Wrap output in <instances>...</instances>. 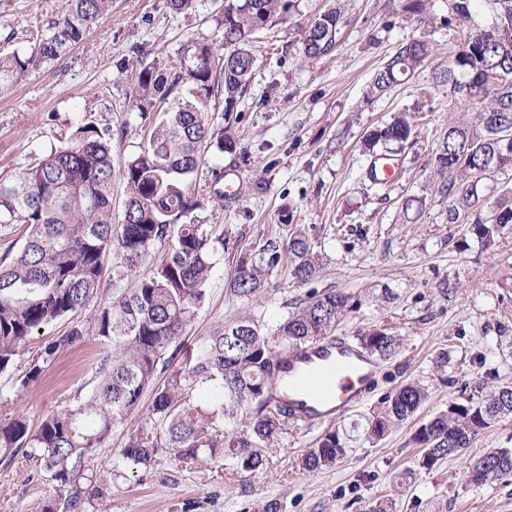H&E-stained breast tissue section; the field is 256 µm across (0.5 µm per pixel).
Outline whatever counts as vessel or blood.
<instances>
[{"label": "vessel or blood", "mask_w": 512, "mask_h": 512, "mask_svg": "<svg viewBox=\"0 0 512 512\" xmlns=\"http://www.w3.org/2000/svg\"><path fill=\"white\" fill-rule=\"evenodd\" d=\"M374 368L358 345L340 339L290 353L284 373L291 419L312 424L360 404L373 389Z\"/></svg>", "instance_id": "obj_1"}]
</instances>
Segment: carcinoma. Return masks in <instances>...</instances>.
<instances>
[{"label": "carcinoma", "mask_w": 512, "mask_h": 512, "mask_svg": "<svg viewBox=\"0 0 512 512\" xmlns=\"http://www.w3.org/2000/svg\"><path fill=\"white\" fill-rule=\"evenodd\" d=\"M473 0H453L448 23L466 29L459 49L448 58L443 80L448 94L470 107L471 120L450 123L435 151L433 164L440 193L457 202L450 219L471 224L485 245L512 224V203L497 204L486 220L473 210L478 174L496 160L512 169V0H492L494 19L467 29ZM296 0H224L221 46L189 40L180 66L164 71L143 66L129 75L132 97L140 110L188 86L192 99L164 113L140 152L121 172L127 199L120 225L112 217V129L89 121L76 126L67 142L34 159L8 177H0V224L22 228L17 252L0 258V375L11 371L31 336L63 317H75L89 300L104 292L106 252L119 251L131 271L164 247L152 273L133 288H123L96 317L93 330L105 348L98 358L94 385L75 408L50 411L36 431L20 416L0 417V459L20 451L37 456L51 473L59 492H69L66 507L81 502L74 486L78 465L124 423L154 384L158 365L171 345L193 321L206 295L212 258L229 246V236L214 238L196 219L203 208L195 193L197 173L212 147L229 154L236 142L224 129L207 123L208 99L214 89L224 94V112L234 111L247 88L256 62L253 48L263 31L285 23ZM112 9V0H65L47 32L30 35L31 49L0 56V88L28 77L38 67L61 58L84 40ZM341 8L315 18V27L298 26L305 57L328 56L337 43ZM433 53L416 38L401 46L368 85L367 98L380 97L413 76ZM415 121L401 113L369 134L365 148L381 144L399 148L416 134ZM288 262L296 280L314 279L319 258L298 231L288 240L269 241L257 254L243 258L230 283L240 299L252 301L265 280ZM355 308L352 296L335 289L312 294L298 309L268 328L241 316L208 337L195 353L154 392L143 423L128 435L122 461L149 469L156 457L174 451L181 464L192 463L217 449L241 471L254 472L269 460L289 424L288 405L274 399L282 355L329 336L338 321ZM87 329L79 322L62 336L44 343L28 360L20 386L36 379L61 349L81 341ZM362 348L387 359L400 348V337L379 326L357 337ZM427 399L419 383L403 384L382 399L367 430L371 442L411 418ZM512 417V386L483 391L476 387L460 401L422 424L412 435L427 451L422 468L450 458L468 447L489 424ZM346 441L325 433L302 456V468L315 472L345 453ZM468 470L475 484L512 477V448H493Z\"/></svg>", "instance_id": "obj_1"}]
</instances>
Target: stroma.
<instances>
[{"instance_id": "obj_1", "label": "stroma", "mask_w": 512, "mask_h": 512, "mask_svg": "<svg viewBox=\"0 0 512 512\" xmlns=\"http://www.w3.org/2000/svg\"><path fill=\"white\" fill-rule=\"evenodd\" d=\"M343 21L334 51L305 59L292 29L279 25L264 36L262 54L232 116L223 96L211 97L210 123L231 126L235 153L209 151L197 175L204 206L200 223L237 238L217 255L206 296L176 341L197 350L218 326L244 315L274 325L308 296L335 288L358 307L335 336L388 325L402 339L397 354L380 361L377 382L352 412L312 425L290 423L269 464L233 473L223 456L181 465L161 454L150 471L123 465L119 452L151 404L144 395L123 425L114 427L78 477L84 493L75 512H367L380 498L394 512H512V480L475 485L465 472L494 448H512V418L481 430L460 455L433 468L411 436L467 386L490 390L512 385V229L482 246L470 225L449 223L453 202L439 193L431 158L449 121L467 109L438 77L457 51L462 31L450 24L451 0H337ZM64 0H0V52L26 50L33 21L48 25ZM217 0L175 13L167 0H113L112 12L54 63L0 88V174L9 175L51 148L64 145L75 125L92 121L112 129V214L122 219L126 187L118 172L161 121L158 112L132 105L128 76L139 66L170 68L188 38L218 43ZM424 37L433 58L404 83L367 99L374 72L402 43ZM413 113L418 134L396 154L395 174L382 190L366 178L373 157L363 140L394 115ZM223 169L241 193L224 204L212 195L211 171ZM289 223H282V214ZM301 228L320 258L315 279L300 283L280 266L253 302L233 295L229 282L242 257ZM104 348L89 334L60 352L42 374L20 386L27 362L0 375V417L23 416L38 428L50 410L73 406L93 385ZM447 353L448 365L435 359ZM415 381L428 398L408 421L378 442L365 437L367 421L385 394ZM339 432L344 457L315 472L299 460L317 438ZM67 512L63 497L36 457L0 460V512Z\"/></svg>"}]
</instances>
